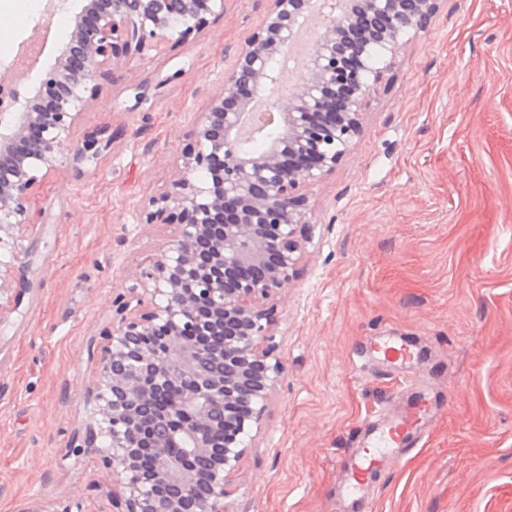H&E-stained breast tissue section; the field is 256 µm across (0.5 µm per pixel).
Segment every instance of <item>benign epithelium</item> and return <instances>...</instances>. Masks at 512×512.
I'll use <instances>...</instances> for the list:
<instances>
[{
    "label": "benign epithelium",
    "instance_id": "obj_1",
    "mask_svg": "<svg viewBox=\"0 0 512 512\" xmlns=\"http://www.w3.org/2000/svg\"><path fill=\"white\" fill-rule=\"evenodd\" d=\"M267 2L262 23L224 70L220 91L194 113L188 162L144 210L145 223L174 224L176 231L135 274L117 306L118 323L86 389L84 430L60 459L64 467L73 457L98 453L97 431L108 432L112 452L102 462L120 485L112 494L116 512H185L188 497L201 512H224L242 436L261 420L279 373L257 303L288 283L298 261L301 190L350 150L371 91L395 64L401 37L426 29L437 8V0H320L303 72L284 88L275 63L287 54L309 0ZM223 13L224 0H87L45 73L44 81L61 86L54 103L45 107L36 96L22 101L11 91L18 111L0 117V295L10 294L13 306L32 291L25 258L34 245L22 246L16 232L28 223L34 189L65 148L83 166L97 162L112 141L102 132L72 140L99 95L98 78L122 58L147 55L171 32L201 31L209 17ZM372 44L388 53L373 75L367 71ZM349 51L361 67L338 101L336 74ZM259 91L270 93L280 136L245 152L238 133ZM271 252L278 257L274 265L267 262ZM243 268L254 274L224 287V275ZM161 328L158 351L143 338ZM217 428L226 431L224 453L213 459ZM174 440L188 455L170 453ZM143 447L157 461L147 473L137 469Z\"/></svg>",
    "mask_w": 512,
    "mask_h": 512
}]
</instances>
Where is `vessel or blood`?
I'll use <instances>...</instances> for the list:
<instances>
[{"label": "vessel or blood", "instance_id": "vessel-or-blood-1", "mask_svg": "<svg viewBox=\"0 0 512 512\" xmlns=\"http://www.w3.org/2000/svg\"><path fill=\"white\" fill-rule=\"evenodd\" d=\"M365 358L382 362L395 371L411 367L415 359L412 344L401 336H372L365 343ZM430 412V403L419 391L408 396L402 411L384 413L372 420L368 433L353 451V463L345 472L342 489L347 496L364 498L373 475L398 461V451L414 439Z\"/></svg>", "mask_w": 512, "mask_h": 512}]
</instances>
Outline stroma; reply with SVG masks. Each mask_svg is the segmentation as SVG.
Here are the masks:
<instances>
[{
    "label": "stroma",
    "mask_w": 512,
    "mask_h": 512,
    "mask_svg": "<svg viewBox=\"0 0 512 512\" xmlns=\"http://www.w3.org/2000/svg\"><path fill=\"white\" fill-rule=\"evenodd\" d=\"M85 3L68 0L20 95L38 93ZM265 7L224 0L201 32L111 66L73 133L109 128L110 152L90 177L61 153L39 186L20 231L37 246L36 292L0 306V512H61L94 482L88 512H112L98 458L57 463L86 418L88 349L165 247L170 226L143 209L184 165L193 112ZM0 9L15 16L0 31L1 73L42 19L19 0ZM166 76L151 110L134 109V87ZM303 194L301 259L263 303L280 372L224 512H512V0H438L430 26L403 37L350 151ZM384 332L420 352L434 414L374 492L346 504L340 465L402 385L352 366Z\"/></svg>",
    "instance_id": "35a3bbf8"
}]
</instances>
